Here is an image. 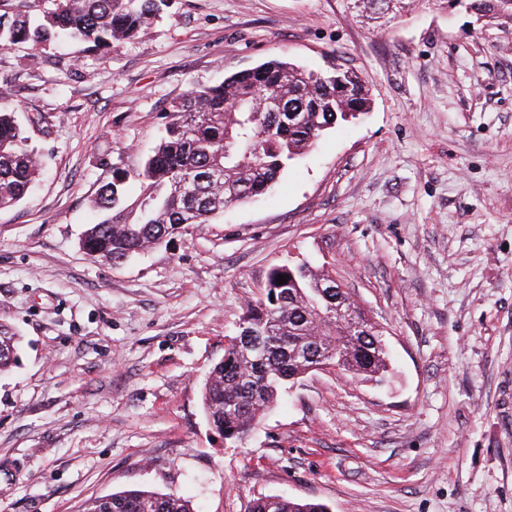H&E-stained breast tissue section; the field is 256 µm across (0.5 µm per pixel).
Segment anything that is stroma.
I'll use <instances>...</instances> for the list:
<instances>
[{
	"instance_id": "1",
	"label": "stroma",
	"mask_w": 512,
	"mask_h": 512,
	"mask_svg": "<svg viewBox=\"0 0 512 512\" xmlns=\"http://www.w3.org/2000/svg\"><path fill=\"white\" fill-rule=\"evenodd\" d=\"M341 67L371 110L255 202L115 265L81 237L113 169L149 156L195 82L270 59ZM42 175L0 209V512H81L137 488L195 512L258 498L330 512H512V38L424 0L387 32L340 0H167L102 52L0 49ZM329 271L386 331L383 385L307 373L244 443L202 409L268 269ZM15 349V333L10 326L0 323V372L14 364Z\"/></svg>"
}]
</instances>
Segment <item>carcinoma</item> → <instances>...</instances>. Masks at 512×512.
<instances>
[{
    "label": "carcinoma",
    "instance_id": "carcinoma-1",
    "mask_svg": "<svg viewBox=\"0 0 512 512\" xmlns=\"http://www.w3.org/2000/svg\"><path fill=\"white\" fill-rule=\"evenodd\" d=\"M34 0H0V49L33 47L66 40L77 52L101 51L120 38H132L156 16L164 0H49L52 7L32 18ZM473 9L481 27L512 28V0H435ZM355 16L389 24L410 7V0H343ZM366 82L353 72L307 70L280 59L232 74L216 85H190L174 101L161 136L144 165L117 173L103 184L96 201L103 218L88 225L86 253L121 263L140 253L143 241L161 243L189 224H206L233 203L263 196L290 161L329 129L368 110ZM23 127L0 112V209L17 204L40 173ZM139 188V217L120 224L110 217L133 188ZM287 276L279 284L276 277ZM336 281L308 267L269 270L263 297L249 303L242 331L265 339V351L244 352L234 342L209 372L203 393L208 422L224 439L242 443L260 423L279 393L302 374L332 366L345 376L379 377L389 373L384 330L355 305L336 313V301L349 294H327ZM323 338L314 342V324ZM353 336L345 356H336V337ZM16 360L15 333L0 323V372ZM193 512L184 497L127 489L90 500L85 512ZM248 512H329L314 500L267 496Z\"/></svg>",
    "mask_w": 512,
    "mask_h": 512
}]
</instances>
